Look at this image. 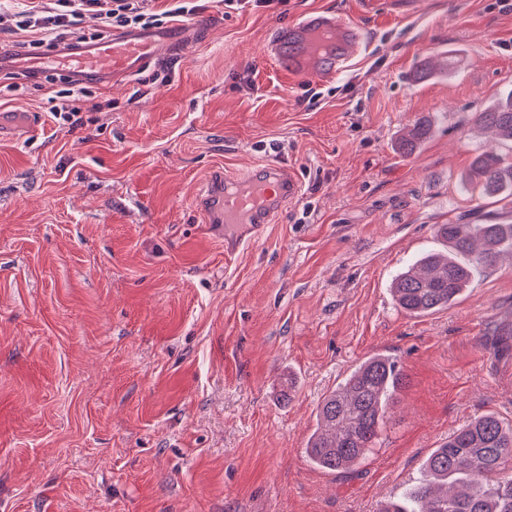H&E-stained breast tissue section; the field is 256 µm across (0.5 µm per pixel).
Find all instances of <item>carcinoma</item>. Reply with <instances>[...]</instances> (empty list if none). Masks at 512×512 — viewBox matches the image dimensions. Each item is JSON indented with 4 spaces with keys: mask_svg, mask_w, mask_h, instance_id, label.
<instances>
[{
    "mask_svg": "<svg viewBox=\"0 0 512 512\" xmlns=\"http://www.w3.org/2000/svg\"><path fill=\"white\" fill-rule=\"evenodd\" d=\"M476 121L497 138L512 144V93L483 112ZM427 134L417 123L401 140L412 150ZM466 181L484 194L499 197L512 191V164L499 155L480 153ZM443 253L429 252L409 264L392 282L396 305L413 316L446 309L469 286L478 267H490L512 255V222L443 224ZM405 375L391 354L378 352L356 366L318 412L306 453L317 467L352 470L376 448L396 392ZM512 427L484 415L461 427L426 459L418 481L400 496L381 504L379 512H512Z\"/></svg>",
    "mask_w": 512,
    "mask_h": 512,
    "instance_id": "carcinoma-1",
    "label": "carcinoma"
}]
</instances>
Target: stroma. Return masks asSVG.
<instances>
[{"instance_id": "obj_1", "label": "stroma", "mask_w": 512, "mask_h": 512, "mask_svg": "<svg viewBox=\"0 0 512 512\" xmlns=\"http://www.w3.org/2000/svg\"><path fill=\"white\" fill-rule=\"evenodd\" d=\"M202 4L187 51L129 84L87 80L82 127L50 118L45 80L0 92L20 114L0 124V512H377L461 426L512 423V263L426 316L390 293L444 248L439 225L512 221L465 183L476 154L512 158L474 122L512 92V11L415 0L363 17L367 52L320 83L266 43L354 0ZM272 160L301 193L225 259L196 197L215 170ZM384 350L406 384L379 448L348 473L316 467L319 404Z\"/></svg>"}]
</instances>
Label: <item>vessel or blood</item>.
Masks as SVG:
<instances>
[{
  "label": "vessel or blood",
  "mask_w": 512,
  "mask_h": 512,
  "mask_svg": "<svg viewBox=\"0 0 512 512\" xmlns=\"http://www.w3.org/2000/svg\"><path fill=\"white\" fill-rule=\"evenodd\" d=\"M409 3L358 0L357 11L362 15L402 12ZM185 40L183 26L174 24L163 35L151 29L116 30L94 43L63 44L42 55L8 54L0 49V71L24 76L61 72L77 79L128 82L149 67L163 47H180ZM366 44V32L355 19L313 10L274 28L267 51L288 76L326 82L344 71ZM300 192L298 177L288 167L272 162L245 175L214 172L207 195L198 204L212 234L223 239L225 256L230 257L258 242L265 225L273 223L275 215Z\"/></svg>",
  "instance_id": "obj_1"
}]
</instances>
